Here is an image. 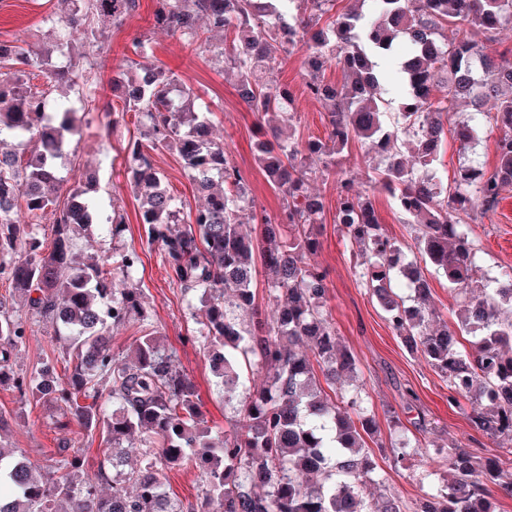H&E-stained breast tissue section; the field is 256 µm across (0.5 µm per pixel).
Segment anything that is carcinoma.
Instances as JSON below:
<instances>
[{"mask_svg": "<svg viewBox=\"0 0 512 512\" xmlns=\"http://www.w3.org/2000/svg\"><path fill=\"white\" fill-rule=\"evenodd\" d=\"M328 24L319 17L334 0H157L154 26L188 45L200 39L198 20L211 31H230L232 44L212 56L237 75L236 92L256 116L275 112L280 128L256 143L257 160L283 195L279 215L256 211L239 169L213 139V113L195 109L196 96L152 59L148 40L132 44L134 57L112 78L122 112L140 115L139 136L126 147L128 182L139 202L147 244L161 251L172 281L198 301L216 385L236 396L235 416L224 436L201 425L196 388L175 367V354L145 328L125 356L112 350L111 329L132 318L148 320L135 250L114 261L77 260L73 240L102 212L87 190L63 194L61 164L75 131V110L51 104L52 94L77 83L79 66L99 56L106 39L102 21L123 24L137 0H58L47 47L22 48L0 41V280L11 292L0 298V386L20 399L47 400L68 411L81 431L106 441L98 470L81 469L79 450H62L40 465L16 448L0 446V512H404L400 499L365 489L380 484L375 456L399 463L419 449L448 467L450 478L419 500L416 512H499V497H512V472L495 456L478 457L451 442L442 448L405 436L384 442L379 423L354 387L356 359L340 342L327 307L326 272L307 262L321 242L315 226L323 199L311 194L309 174L336 176L337 157L349 142L365 140L381 162L379 181L405 223L419 226L418 249L448 283L465 293L460 321L431 328V286L403 246L386 234L370 199L349 180L337 182L336 223L350 246L355 270L385 313L395 335L448 380L449 402L471 405L469 421L482 435L512 437V273L489 283L471 278L476 251L457 215L477 205L493 210L512 186V60L488 53L468 39L472 28L491 36L512 26V0H360ZM408 45L401 64L404 94L390 105L384 57L397 42ZM304 50L310 71L308 96L327 109L325 139L296 138L292 94L268 86L269 64L292 48ZM335 63L341 84L320 73ZM46 74L50 87L29 83ZM445 95L433 99V86ZM487 113L496 127L498 163L486 174L468 166L445 194L437 157L448 125L461 147L480 129L451 123L454 106ZM30 146L26 158L9 145ZM178 156L205 203L185 216V202L170 192L152 152ZM254 210L256 226L240 220ZM25 219H20V214ZM52 216L51 246L35 227ZM112 237L125 229L116 207L106 219ZM270 273L273 305L257 303V264ZM19 300L31 315L55 325L65 345V373L46 365L16 373L11 356L26 338L27 322L14 314ZM263 371L261 386L244 369ZM372 441L375 447L368 446ZM203 464L202 496L184 503L170 497L164 469Z\"/></svg>", "mask_w": 512, "mask_h": 512, "instance_id": "1", "label": "carcinoma"}]
</instances>
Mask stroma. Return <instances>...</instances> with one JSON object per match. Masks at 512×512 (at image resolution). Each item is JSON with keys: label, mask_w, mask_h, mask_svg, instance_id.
<instances>
[{"label": "stroma", "mask_w": 512, "mask_h": 512, "mask_svg": "<svg viewBox=\"0 0 512 512\" xmlns=\"http://www.w3.org/2000/svg\"><path fill=\"white\" fill-rule=\"evenodd\" d=\"M155 7L156 0H139L138 10L121 26L108 27L97 68L81 78L76 91L69 94L74 101L79 92L92 93L97 109L77 112L76 132L71 138L63 172L74 186L85 172L95 173L96 197L103 207L120 206L126 219L125 230L116 239L102 234L98 225L86 228L75 241V251L83 257L105 258L131 249L139 253L143 268L137 286L142 290L151 324L164 344L176 349L180 370L195 383L198 410L206 426L220 433L228 425L224 394L214 385L207 349L203 340L189 336L195 320L180 289L172 283L157 248L148 246L139 220L138 203L127 187L125 146L130 135L138 132L140 118L127 113L117 128L109 132L104 128L100 108L113 99V72L131 57L133 40L147 36L158 64L172 72L179 84L190 88L215 113L216 137L239 168L257 208L272 216L279 212L282 197L257 164L255 144L264 129L276 125L277 116L271 113L264 119H256L235 92L232 70L224 68L207 52V45L223 42L224 34L204 29L196 46H187L170 33L153 28ZM57 8V0H0V40L22 47L48 41L47 18ZM308 78L303 53L294 48L271 67L265 80L272 86L288 87L293 94L300 137L323 139L328 132L326 112L320 102L305 93ZM496 138V133L483 132L465 150L454 137H447L437 164L444 187L453 186L459 169L464 166L475 164L485 172H492L497 162ZM152 156L170 191L180 196L189 208L198 207L201 199L176 154L159 149ZM339 160L340 176L353 180L358 191L369 195L386 233L399 241L408 255H416L415 227L404 223L392 197L380 187L376 161L368 144L352 141ZM308 186L325 200L324 221L318 228L322 246L311 255L310 261L327 272L328 307L341 342L356 357L370 409L379 416L386 407L396 408L405 434L411 438L458 440L488 455L512 446L510 440L493 441L474 430L466 413L449 404L447 380L422 358L408 352L389 327L384 312L356 274L349 249L338 231L336 180L314 176ZM463 223L478 251L476 280L483 282L512 270V188L503 192L494 211L485 214L481 209H474L464 217ZM27 324L26 341L12 357L14 369L30 374L46 362L63 367L62 348L52 324L32 316ZM0 414L8 421L7 430L0 435L1 443L22 449L32 460L41 463L54 456L66 441L75 438L79 441L84 469L96 470L102 458L101 436L79 435L70 415L43 401L22 400L6 385L0 386ZM377 464L384 489L400 497L406 512H413L424 492L440 488L447 475L442 463L426 455L410 457L399 465L381 458Z\"/></svg>", "instance_id": "1"}]
</instances>
